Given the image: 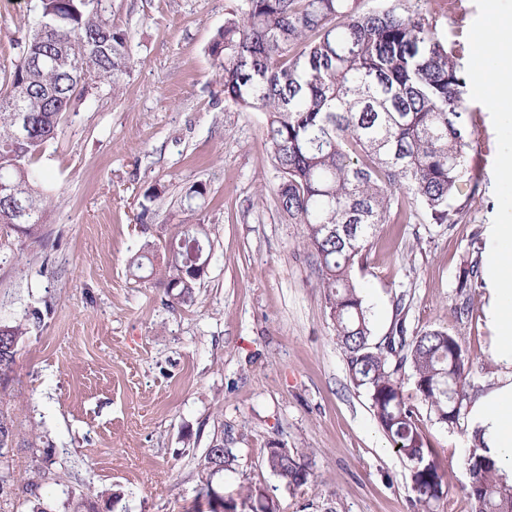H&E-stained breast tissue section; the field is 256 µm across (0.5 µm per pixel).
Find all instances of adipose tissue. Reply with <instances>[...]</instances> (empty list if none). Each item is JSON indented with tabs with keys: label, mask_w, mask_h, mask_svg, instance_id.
I'll return each mask as SVG.
<instances>
[{
	"label": "adipose tissue",
	"mask_w": 512,
	"mask_h": 512,
	"mask_svg": "<svg viewBox=\"0 0 512 512\" xmlns=\"http://www.w3.org/2000/svg\"><path fill=\"white\" fill-rule=\"evenodd\" d=\"M488 268L494 288L487 291L485 317L494 333L493 356L505 372L467 410L471 431L480 433L486 453L512 478V211L497 225Z\"/></svg>",
	"instance_id": "ef3b65f1"
}]
</instances>
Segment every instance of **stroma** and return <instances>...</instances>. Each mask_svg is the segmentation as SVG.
Returning a JSON list of instances; mask_svg holds the SVG:
<instances>
[{"label":"stroma","mask_w":512,"mask_h":512,"mask_svg":"<svg viewBox=\"0 0 512 512\" xmlns=\"http://www.w3.org/2000/svg\"><path fill=\"white\" fill-rule=\"evenodd\" d=\"M397 3L423 13L436 39L458 52L464 105L481 117L469 155L483 187L462 223L380 225L357 281L375 337L391 325L393 294L406 292L409 329L447 328L487 389L504 372L483 316L492 282L477 289L468 319L456 312L457 285L512 208V172L499 157L506 128L479 57L489 16L512 15V0H464L459 23L448 0H361L367 10ZM37 5L0 0V63L16 61L11 41L34 25ZM239 5L112 0L132 70L118 92L66 113L36 163L50 199L40 239L0 230V323L44 315L16 356L8 407L27 440L0 457L10 472L0 512H27L18 486L45 458L42 495L54 512L107 490V512H191L207 482L233 495L264 488L278 512H410L408 465L351 384L302 227L278 207L265 115L225 101L208 52ZM200 183L205 199L184 206ZM157 185L163 192L140 220L143 196ZM179 222L206 224L212 244L187 304L150 274ZM420 419L449 477L438 512H470L461 491L470 434L425 410ZM218 440L237 462L214 475L205 455ZM269 448L313 451L302 491L265 467Z\"/></svg>","instance_id":"stroma-1"}]
</instances>
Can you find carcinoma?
Wrapping results in <instances>:
<instances>
[{
	"label": "carcinoma",
	"instance_id": "carcinoma-1",
	"mask_svg": "<svg viewBox=\"0 0 512 512\" xmlns=\"http://www.w3.org/2000/svg\"><path fill=\"white\" fill-rule=\"evenodd\" d=\"M34 27L14 40L19 60L0 93V228L16 230L13 207L33 215L22 237L38 234L47 211L45 190L33 165L58 134L63 115L85 101L80 76L94 71L98 90L112 92L131 69L127 33L112 20L108 3L38 0ZM56 30L42 34L41 24ZM59 66L35 67L30 60L58 53ZM224 81V99L266 115L270 158L280 182L279 209L303 226L302 246L333 320L350 382L362 389L392 448L409 465L411 512H433L448 498L447 471L428 446L413 405L404 393L406 373L437 423L461 427L466 405L478 393L476 366L448 330L408 333L407 294L393 295L390 339L374 340L355 271L364 267L370 239L391 217L415 208L434 224H460L480 186L469 162V138L478 124L463 105L466 86L453 52L434 40L419 12L362 10L356 0H242L209 45ZM53 88L58 96L47 101ZM32 118L29 139L13 138L15 107ZM204 224H182L169 241L158 270L179 303L192 301L206 276L210 250ZM458 287H482L480 262L463 270ZM42 315L33 312L0 325V404L8 396L18 346ZM25 441L11 414L0 408V451ZM471 437L462 486L472 512H512V481L481 453ZM207 463L232 467L231 448L207 451ZM265 466L297 492L312 475L310 453L266 449ZM37 473L26 483L28 512H52L39 493ZM259 488L239 492L244 512L262 505Z\"/></svg>",
	"mask_w": 512,
	"mask_h": 512
}]
</instances>
